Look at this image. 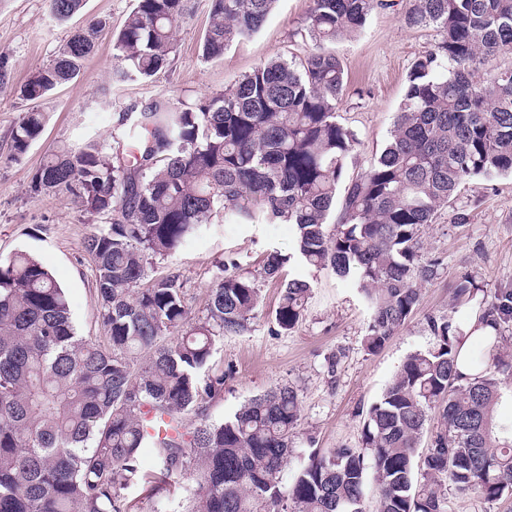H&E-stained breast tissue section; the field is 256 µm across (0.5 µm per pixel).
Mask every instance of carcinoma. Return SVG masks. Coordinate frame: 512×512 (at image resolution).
Segmentation results:
<instances>
[{"label": "carcinoma", "mask_w": 512, "mask_h": 512, "mask_svg": "<svg viewBox=\"0 0 512 512\" xmlns=\"http://www.w3.org/2000/svg\"><path fill=\"white\" fill-rule=\"evenodd\" d=\"M275 0H210L201 56H224L258 31ZM407 23L437 40L412 64L385 148L339 184L358 146L337 119L343 64L327 48L360 31L376 0H312L302 58L270 60L199 104L155 99L122 112L112 144L90 140L48 154L33 190L62 192L110 224L84 241L103 335L79 334L66 293L27 252L0 260V512H130L125 491L188 487V512H363L368 475L377 512H448V487L486 500L512 496V423L495 422L512 378V286L488 295L469 274L454 284L455 307L476 323L431 315L432 344L404 360L367 410L361 448L310 453L282 482L301 420L297 390L282 385L213 421L224 391L209 363L216 343L249 330L260 283L280 282L272 311L282 332L302 320L313 284L282 279L285 265L352 278L371 311L363 338L380 350L439 275L423 237L438 210L474 177L512 175V0H406ZM84 0H50L56 19ZM183 0H137L113 39L123 79L150 78L169 63ZM98 20L77 30L53 63L21 87L36 103L74 79L94 52ZM44 115L22 113L12 138L20 156ZM237 224H291L294 253H268L255 274L223 265L204 310L190 322L180 271H157L218 212ZM480 327L484 360L457 369L460 337ZM168 418L176 434L156 443L144 415ZM192 414L196 422L187 425ZM441 426L419 451L431 416ZM155 469H141V450Z\"/></svg>", "instance_id": "1"}]
</instances>
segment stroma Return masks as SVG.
Instances as JSON below:
<instances>
[{"label": "stroma", "mask_w": 512, "mask_h": 512, "mask_svg": "<svg viewBox=\"0 0 512 512\" xmlns=\"http://www.w3.org/2000/svg\"><path fill=\"white\" fill-rule=\"evenodd\" d=\"M184 4L167 67L148 79L115 82L113 37L136 0H86L82 11L65 23L53 17L49 0H0V62L7 73L0 84V257L24 250L43 262L64 288L72 319L87 337L98 336L101 330L92 260L83 240L100 220L78 211L65 194L33 192L32 180L45 154L63 145L79 146L91 136L109 138L119 113L141 109L158 97L175 104L197 103L223 92L259 64L279 56H301L312 47L303 30L311 0H277L257 32L233 42L223 57L204 60L199 45L209 24V0ZM404 6L405 0H383L359 34L330 45L346 73L341 121L359 140L346 171L350 177L361 173L383 149L408 72L436 39L432 29L406 25ZM97 19L106 20L107 26L96 51L74 80L38 102L45 115L42 134L27 153L13 157V132L29 108L18 93L20 84L49 66L76 29ZM461 213L466 214V223L457 222ZM293 247L291 225L228 224L219 214L158 267L182 272L186 304L194 318L224 261L236 260L241 273H253L269 251L286 255ZM424 255L440 260L438 279L423 286L413 315L374 354L362 342L370 312L352 281L327 269L309 271L314 288L307 311L285 335L276 334L270 316L279 288L263 282V302L251 332L225 337L216 346L212 363L228 375L223 392L208 405L210 418L227 419L245 400L291 384L302 398L295 457L360 447L367 409L405 358L430 346L426 318L450 311L458 277L474 275L488 293L512 283V177L470 180L429 227ZM332 354L339 364L331 376L325 359ZM185 497L181 488L156 493L137 485L127 492L132 512H182Z\"/></svg>", "instance_id": "35a3bbf8"}]
</instances>
